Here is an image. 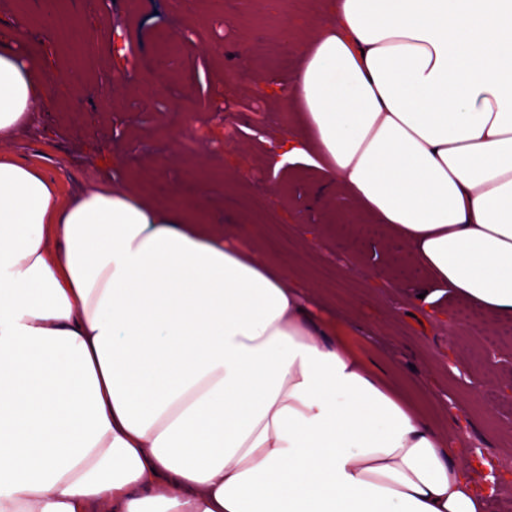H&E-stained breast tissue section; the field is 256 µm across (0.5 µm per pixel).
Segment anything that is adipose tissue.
<instances>
[{
    "instance_id": "ef3b65f1",
    "label": "adipose tissue",
    "mask_w": 512,
    "mask_h": 512,
    "mask_svg": "<svg viewBox=\"0 0 512 512\" xmlns=\"http://www.w3.org/2000/svg\"><path fill=\"white\" fill-rule=\"evenodd\" d=\"M280 99L311 164L429 281L512 318V0H326ZM50 97L0 48V144ZM249 224L0 153V512H481Z\"/></svg>"
}]
</instances>
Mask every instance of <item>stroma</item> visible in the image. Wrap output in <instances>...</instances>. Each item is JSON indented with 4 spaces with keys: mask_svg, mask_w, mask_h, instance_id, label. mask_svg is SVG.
Wrapping results in <instances>:
<instances>
[{
    "mask_svg": "<svg viewBox=\"0 0 512 512\" xmlns=\"http://www.w3.org/2000/svg\"><path fill=\"white\" fill-rule=\"evenodd\" d=\"M324 10L323 0L304 11L291 0H191L176 9L161 0H0V44L26 30L22 53L44 81L76 71L84 83L76 95L53 88L49 108L32 112L7 152L58 177L64 200L125 183L177 206L208 189L204 222L260 227L298 282L331 297L326 315L360 351L381 368H404L410 398L434 392L425 409L456 427L453 445L480 449L468 473L482 512H512V338L488 344L459 320L464 302L447 292L428 311L416 298L428 276L404 243L352 216L347 198L316 200L319 170L266 163L270 138L300 125L267 87L299 71L298 46ZM49 12L68 20V37L45 35ZM117 21L140 57L135 76L119 83ZM272 43L287 65L269 55ZM228 49L244 66L230 83ZM228 128L234 140H225ZM494 471L508 478L493 491Z\"/></svg>",
    "mask_w": 512,
    "mask_h": 512,
    "instance_id": "1",
    "label": "stroma"
}]
</instances>
